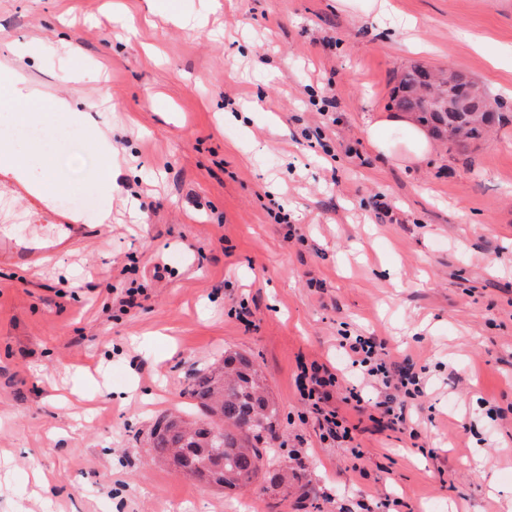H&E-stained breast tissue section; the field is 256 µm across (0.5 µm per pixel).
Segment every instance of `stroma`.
Returning a JSON list of instances; mask_svg holds the SVG:
<instances>
[{"instance_id": "obj_1", "label": "stroma", "mask_w": 512, "mask_h": 512, "mask_svg": "<svg viewBox=\"0 0 512 512\" xmlns=\"http://www.w3.org/2000/svg\"><path fill=\"white\" fill-rule=\"evenodd\" d=\"M0 0L32 112L66 95L108 128L119 190L85 139L40 193L99 240L35 271L0 264V512H512V0H394L378 22L336 0ZM416 18L425 50L401 20ZM414 64L480 82L504 120L420 165L389 127ZM333 98L328 115L316 101ZM387 202L394 221L377 218ZM141 285V307L118 298ZM247 303L244 327L232 314ZM375 334L424 371L420 435L357 423L364 452L323 440L298 359L344 366L341 334ZM251 355L280 404L272 443L302 482L231 495L148 457L157 416L193 376ZM496 459L483 473L480 460Z\"/></svg>"}]
</instances>
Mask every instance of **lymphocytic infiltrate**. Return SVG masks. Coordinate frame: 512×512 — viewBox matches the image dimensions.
<instances>
[{
	"instance_id": "lymphocytic-infiltrate-1",
	"label": "lymphocytic infiltrate",
	"mask_w": 512,
	"mask_h": 512,
	"mask_svg": "<svg viewBox=\"0 0 512 512\" xmlns=\"http://www.w3.org/2000/svg\"><path fill=\"white\" fill-rule=\"evenodd\" d=\"M339 346L350 361L353 377L344 396L336 394L337 368L323 363L299 362L295 386L303 403L317 415L323 438L349 444L352 457L359 460L363 452L353 445L354 427L342 412V405L362 403L364 391L373 390L375 399L370 403L371 408L378 411L387 427L404 433L412 428L407 401L421 395L423 389L419 376L404 371L379 337L344 336Z\"/></svg>"
}]
</instances>
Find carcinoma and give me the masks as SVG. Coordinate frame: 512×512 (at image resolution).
I'll return each instance as SVG.
<instances>
[{"label":"carcinoma","mask_w":512,"mask_h":512,"mask_svg":"<svg viewBox=\"0 0 512 512\" xmlns=\"http://www.w3.org/2000/svg\"><path fill=\"white\" fill-rule=\"evenodd\" d=\"M487 94L461 71L438 76L420 65L400 74L394 108L413 115L433 137L466 150L491 131L500 113L485 111ZM189 396L205 418L187 422L162 415L151 429L149 454L174 471L229 491H241L257 480L277 495L300 480L275 450L260 444L276 433L277 403L265 389L260 368L234 354L224 365L198 375Z\"/></svg>","instance_id":"1"}]
</instances>
